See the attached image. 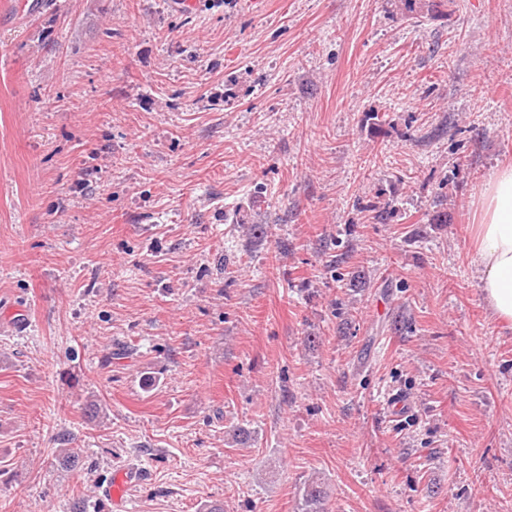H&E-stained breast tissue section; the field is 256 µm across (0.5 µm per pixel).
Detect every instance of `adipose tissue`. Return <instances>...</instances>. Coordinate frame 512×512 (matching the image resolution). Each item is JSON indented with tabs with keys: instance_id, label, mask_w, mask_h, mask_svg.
I'll list each match as a JSON object with an SVG mask.
<instances>
[{
	"instance_id": "obj_1",
	"label": "adipose tissue",
	"mask_w": 512,
	"mask_h": 512,
	"mask_svg": "<svg viewBox=\"0 0 512 512\" xmlns=\"http://www.w3.org/2000/svg\"><path fill=\"white\" fill-rule=\"evenodd\" d=\"M470 233L482 294L493 315L512 326V165L492 170Z\"/></svg>"
}]
</instances>
